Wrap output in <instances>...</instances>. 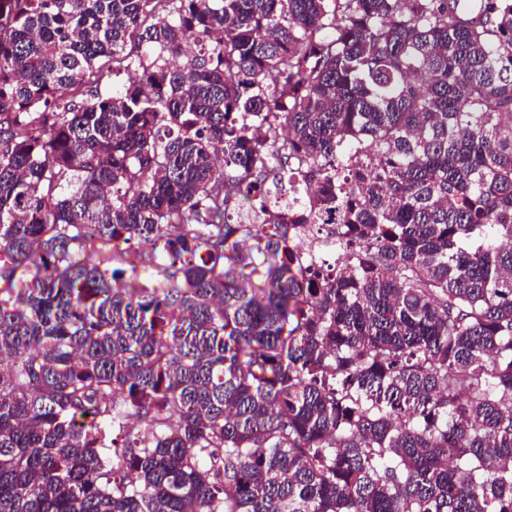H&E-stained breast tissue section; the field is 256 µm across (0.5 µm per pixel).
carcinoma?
Listing matches in <instances>:
<instances>
[{
    "instance_id": "obj_1",
    "label": "carcinoma",
    "mask_w": 512,
    "mask_h": 512,
    "mask_svg": "<svg viewBox=\"0 0 512 512\" xmlns=\"http://www.w3.org/2000/svg\"><path fill=\"white\" fill-rule=\"evenodd\" d=\"M0 512H512V0H0Z\"/></svg>"
}]
</instances>
